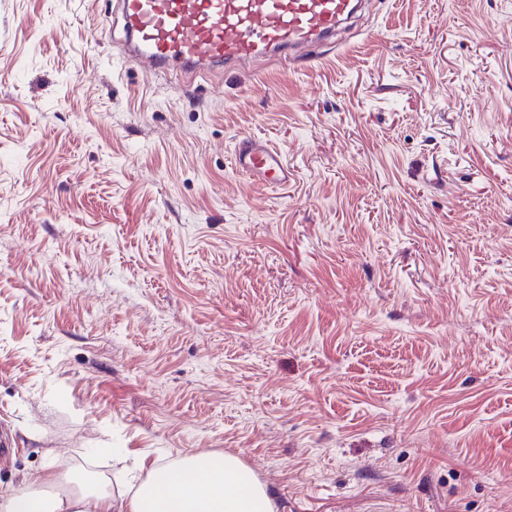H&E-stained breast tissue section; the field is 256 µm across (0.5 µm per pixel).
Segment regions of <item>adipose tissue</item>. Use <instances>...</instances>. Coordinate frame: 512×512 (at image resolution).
I'll use <instances>...</instances> for the list:
<instances>
[{
    "label": "adipose tissue",
    "mask_w": 512,
    "mask_h": 512,
    "mask_svg": "<svg viewBox=\"0 0 512 512\" xmlns=\"http://www.w3.org/2000/svg\"><path fill=\"white\" fill-rule=\"evenodd\" d=\"M63 490L43 500L35 490L49 482ZM67 475L27 474L22 487L0 500V512H273L251 469L221 453L188 455L151 467L146 482L126 500L112 493L68 488Z\"/></svg>",
    "instance_id": "adipose-tissue-1"
}]
</instances>
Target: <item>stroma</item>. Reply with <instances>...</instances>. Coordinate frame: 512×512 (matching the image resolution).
Listing matches in <instances>:
<instances>
[{
	"mask_svg": "<svg viewBox=\"0 0 512 512\" xmlns=\"http://www.w3.org/2000/svg\"><path fill=\"white\" fill-rule=\"evenodd\" d=\"M121 38L0 0V495L215 452L274 512H512V0H372L192 85ZM233 162L235 170L258 187L283 188L293 177L281 149L266 140L248 135L237 140Z\"/></svg>",
	"mask_w": 512,
	"mask_h": 512,
	"instance_id": "1",
	"label": "stroma"
}]
</instances>
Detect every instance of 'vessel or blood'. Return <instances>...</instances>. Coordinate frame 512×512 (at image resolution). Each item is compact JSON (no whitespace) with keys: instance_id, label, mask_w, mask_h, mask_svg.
<instances>
[{"instance_id":"obj_1","label":"vessel or blood","mask_w":512,"mask_h":512,"mask_svg":"<svg viewBox=\"0 0 512 512\" xmlns=\"http://www.w3.org/2000/svg\"><path fill=\"white\" fill-rule=\"evenodd\" d=\"M359 0H117L124 37L118 58L142 74L185 79L246 71L272 61L314 62ZM236 171L265 188L293 177L281 149L241 136Z\"/></svg>"}]
</instances>
